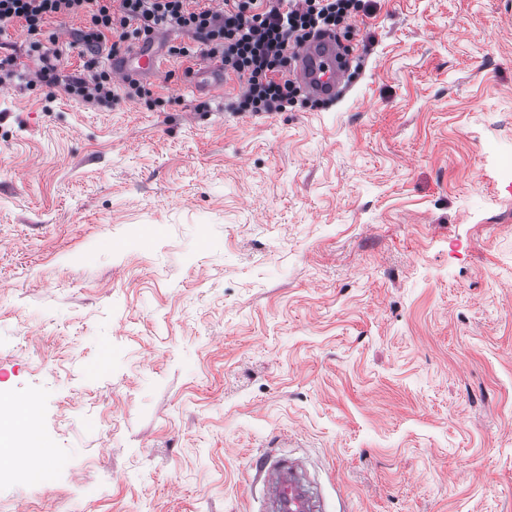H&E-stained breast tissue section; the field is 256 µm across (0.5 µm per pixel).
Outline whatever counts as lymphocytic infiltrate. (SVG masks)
<instances>
[{"mask_svg": "<svg viewBox=\"0 0 512 512\" xmlns=\"http://www.w3.org/2000/svg\"><path fill=\"white\" fill-rule=\"evenodd\" d=\"M368 8L367 0H224L218 12L208 0H0V36L15 24L27 31V54L39 63L37 83L109 103L149 91L134 80L115 88L111 70L99 65L108 41L121 44L159 28L180 31L197 47L178 48V55L220 59L225 76L243 82L239 111L279 112L302 94L288 77L296 50L316 33H336ZM77 15L85 18L75 35L85 61L80 72L66 74L58 37L47 27Z\"/></svg>", "mask_w": 512, "mask_h": 512, "instance_id": "lymphocytic-infiltrate-1", "label": "lymphocytic infiltrate"}]
</instances>
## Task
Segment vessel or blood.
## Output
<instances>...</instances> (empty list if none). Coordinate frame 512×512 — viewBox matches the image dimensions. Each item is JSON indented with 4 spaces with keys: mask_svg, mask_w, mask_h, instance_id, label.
Listing matches in <instances>:
<instances>
[{
    "mask_svg": "<svg viewBox=\"0 0 512 512\" xmlns=\"http://www.w3.org/2000/svg\"><path fill=\"white\" fill-rule=\"evenodd\" d=\"M340 55L335 38L328 35L299 48L294 75L302 90L314 97H335L346 73ZM160 69V58L147 42L112 60V76L118 83L153 75ZM187 85L192 92L223 97L226 88L223 65L217 60H202L190 71ZM254 468L262 483L263 512H326L319 488L298 459L262 451L255 457Z\"/></svg>",
    "mask_w": 512,
    "mask_h": 512,
    "instance_id": "b4317fda",
    "label": "vessel or blood"
}]
</instances>
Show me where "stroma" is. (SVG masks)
Listing matches in <instances>:
<instances>
[{
  "mask_svg": "<svg viewBox=\"0 0 512 512\" xmlns=\"http://www.w3.org/2000/svg\"><path fill=\"white\" fill-rule=\"evenodd\" d=\"M332 102L29 88L0 44V392L56 483L0 512H257L253 460L327 512H512V0H371ZM163 98V106L152 97ZM253 466L262 483V512H326L317 484L298 459L261 451Z\"/></svg>",
  "mask_w": 512,
  "mask_h": 512,
  "instance_id": "1",
  "label": "stroma"
}]
</instances>
